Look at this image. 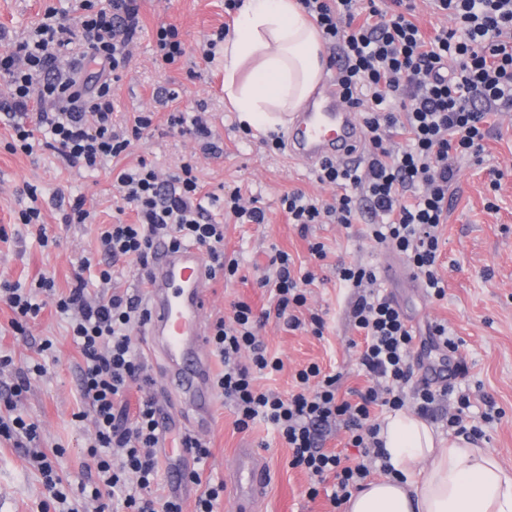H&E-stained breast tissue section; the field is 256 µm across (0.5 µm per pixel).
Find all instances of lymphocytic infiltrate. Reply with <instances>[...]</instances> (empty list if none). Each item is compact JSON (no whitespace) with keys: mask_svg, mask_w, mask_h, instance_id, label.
I'll return each instance as SVG.
<instances>
[{"mask_svg":"<svg viewBox=\"0 0 512 512\" xmlns=\"http://www.w3.org/2000/svg\"><path fill=\"white\" fill-rule=\"evenodd\" d=\"M298 2L331 51L342 100L360 114L367 159L364 166L351 168L322 161L317 180L336 187L332 201L297 190L281 197V207L289 223L303 232L327 218L364 225L371 242L403 255L429 295L443 299L441 228L448 220V191L458 163L481 158L493 118L512 110V0H432L454 25L429 33L415 20L413 0H390L385 8L376 0ZM139 28L140 0H106L102 6L81 0L75 20L47 10L29 36L0 50V78L11 89L7 149L29 155L41 146L69 166L97 171L141 139L152 125L151 116L137 115L130 124L116 121L112 94ZM77 48L97 65L95 80L75 68L60 69L61 59ZM194 170L187 161L163 177L142 160L113 174L122 206L136 219L94 224L105 261L101 281H111L114 267L124 262L140 283H147L149 262L161 241L174 248H203L212 278L228 283L236 278L239 260L225 252L224 227L209 208L223 203L225 215L240 224L266 223V212L245 204L237 188L220 197L202 194ZM271 264L274 276L262 277L259 285L274 289L273 309L257 313L239 300L230 317L218 318L211 327L207 342L221 365L213 385L233 405L239 430L258 418L272 424L291 451V466L309 476L310 496H318L320 485L330 479V501L340 505L362 488L374 469L371 461H378L381 472L389 470L382 461L376 409H402L409 386L416 411L425 418L450 387L412 386L415 336L406 315L391 297L375 293L373 267L342 263L337 267L340 281L357 291L350 318L365 336L359 364L370 385L357 391L356 401L341 399L338 376L312 363L296 372V389L289 395L258 389L256 374L283 367L268 354L260 329L272 318L287 329H299L305 288L316 279L311 270L294 274L287 252L276 251ZM47 302L66 318L81 355L79 397L93 417L87 456L95 478L63 481L52 462L63 456V448L46 454L36 422L0 415V440L25 445L42 477L40 512H80L86 500L95 502L94 512H107L112 505L122 512H185L177 494L153 492L161 470L159 409L149 393L153 379L131 337L134 326L148 322L142 295L115 291L94 298L81 277L65 293L57 292L47 276L38 279L33 293L0 281V303L13 312L14 330L37 319ZM133 390L140 398L132 410L126 397ZM338 426L347 432L356 456L325 448L327 432ZM184 446L195 462L184 480L201 489L194 512H220L224 485L205 478L203 471L209 446L192 436Z\"/></svg>","mask_w":512,"mask_h":512,"instance_id":"1","label":"lymphocytic infiltrate"}]
</instances>
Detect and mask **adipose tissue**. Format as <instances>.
Wrapping results in <instances>:
<instances>
[{
    "label": "adipose tissue",
    "instance_id": "ef3b65f1",
    "mask_svg": "<svg viewBox=\"0 0 512 512\" xmlns=\"http://www.w3.org/2000/svg\"><path fill=\"white\" fill-rule=\"evenodd\" d=\"M320 38L298 0H243L222 47L224 94L257 129L300 111L321 76ZM389 475L352 495L345 512H512V468L463 437L442 440L400 410L381 423Z\"/></svg>",
    "mask_w": 512,
    "mask_h": 512
}]
</instances>
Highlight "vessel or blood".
<instances>
[{
  "label": "vessel or blood",
  "instance_id": "1",
  "mask_svg": "<svg viewBox=\"0 0 512 512\" xmlns=\"http://www.w3.org/2000/svg\"><path fill=\"white\" fill-rule=\"evenodd\" d=\"M289 152L315 166L327 157L349 163L362 138L356 112L343 104L334 85H326L318 104L284 118ZM213 286L207 259L194 245L158 248L151 261L146 294L147 347L160 357L171 394L196 413L197 426L209 429L215 402L213 366L206 347V310ZM267 482V470L251 449L238 453L235 475L237 512H254Z\"/></svg>",
  "mask_w": 512,
  "mask_h": 512
}]
</instances>
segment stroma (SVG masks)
<instances>
[{
	"label": "stroma",
	"mask_w": 512,
	"mask_h": 512,
	"mask_svg": "<svg viewBox=\"0 0 512 512\" xmlns=\"http://www.w3.org/2000/svg\"><path fill=\"white\" fill-rule=\"evenodd\" d=\"M78 6L79 0H0V49L28 35L47 8L73 17ZM141 20L142 28L130 47L129 68L114 94L119 119L148 112L152 125L128 153L114 159V166L131 168L143 159L165 176L190 159L205 191L220 195L225 186L241 187L245 198L257 200L267 215L263 224L225 223L224 247L239 253L241 277L229 285L214 281L208 320L229 315L232 302L238 300L257 312L272 304L269 290L258 287L256 281L267 273L275 250L288 252L296 267L317 274L302 313L322 317V335H314L308 326L289 330L268 321L260 338L282 360L283 368L257 375L256 386L288 394L294 388L295 371L311 363L340 375L342 397L367 386L368 378L358 364L363 335L349 317L356 291L341 287L336 266L341 262L371 265L380 272L379 293L394 297L416 332L413 357L429 364L420 342L430 325L441 323L447 326L455 355L463 363L461 374L453 379L452 393L438 402L428 425L439 436L448 437V416L456 411L460 396H468L470 413L482 431L478 446L512 467V111L500 116L483 160L466 157L459 162L457 179L449 190L448 222L442 230L438 262L446 296L435 300L426 296L419 279L411 275L383 276L385 265L398 261L399 256L374 247L363 236L362 225L313 224L304 234L289 224L280 205L284 193L299 189L326 198L332 190L320 185L314 171L288 153L269 150L265 133L244 132L238 113L224 98L220 62L205 61L196 53L197 44L232 23V16L224 12V0H143ZM163 23L176 24L189 48L188 55L171 66L156 60L154 36ZM174 90L180 93L175 101L169 97ZM195 104L210 113L212 130L224 143L223 154L206 153L195 139L169 129L171 112ZM5 121L0 114V226L7 232L6 240H0V279L27 288L44 274L53 277L57 290L64 292L80 274L95 296H108L115 290L139 291L137 277L127 271H116L111 283L104 284L98 279L97 267L82 269V259L96 254L93 230L87 224L64 223L56 205L58 194L70 200L80 197L96 223H112L119 215L120 200L108 171L70 167L56 153L40 147L29 155L10 153L3 143ZM493 169L504 173L496 186L489 175ZM29 187L35 189L44 221L57 237L54 246L41 247L32 228L18 219L19 210L28 203L25 190ZM317 241L327 251L319 263L309 252L310 243ZM12 317V311L0 305V352L12 357L13 367L37 362L46 367L43 374L31 376L17 411L38 423L43 451L65 448L59 464L63 474L80 478L93 424L91 419L75 418L83 408L78 394L80 354L67 333V322L48 306L20 335L10 327ZM47 339L53 343L52 354L39 356L38 347ZM142 360L154 380L151 394L173 421L174 440L158 447L165 461L170 448L179 445L178 433L188 431L193 418L166 388L159 363L147 354ZM235 420L230 403L216 401L212 427L204 436L211 449L208 471L224 483V512H234V472L242 448L258 450L270 470L262 512H338L326 494L309 498L308 476L289 466L290 450L271 425L258 419L241 432ZM44 494L41 476L29 464L24 449L0 442V512H38Z\"/></svg>",
	"instance_id": "obj_1"
}]
</instances>
